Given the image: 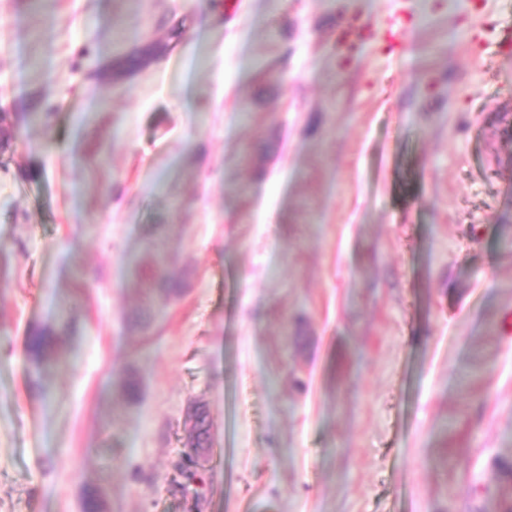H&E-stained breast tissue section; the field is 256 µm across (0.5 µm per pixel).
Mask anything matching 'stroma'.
I'll list each match as a JSON object with an SVG mask.
<instances>
[{
    "instance_id": "obj_1",
    "label": "stroma",
    "mask_w": 512,
    "mask_h": 512,
    "mask_svg": "<svg viewBox=\"0 0 512 512\" xmlns=\"http://www.w3.org/2000/svg\"><path fill=\"white\" fill-rule=\"evenodd\" d=\"M506 31L512 0H0V512H512ZM69 324L67 322L62 331L55 333L53 331H33L29 336V351L34 359L38 379L35 385L40 387L41 373L47 371L48 368L64 361L65 350L63 344L68 338Z\"/></svg>"
}]
</instances>
